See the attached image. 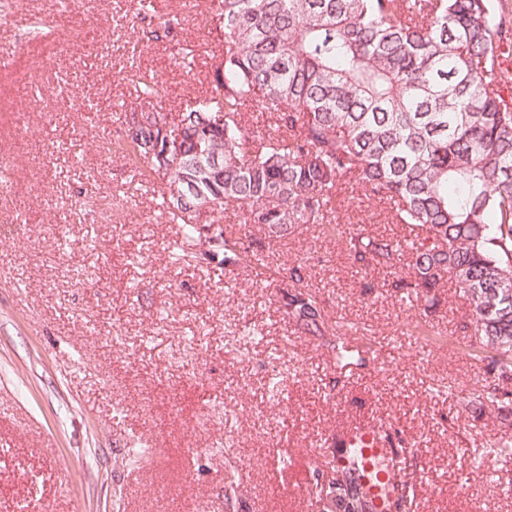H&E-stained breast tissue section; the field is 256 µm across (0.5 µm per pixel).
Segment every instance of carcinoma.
<instances>
[{"label": "carcinoma", "mask_w": 512, "mask_h": 512, "mask_svg": "<svg viewBox=\"0 0 512 512\" xmlns=\"http://www.w3.org/2000/svg\"><path fill=\"white\" fill-rule=\"evenodd\" d=\"M224 49L210 88L171 117L161 81L134 74L139 105L112 151L153 188L178 225L177 255L224 268L264 265L250 228L281 238L317 224L330 238L335 189L356 183L386 200L403 239L345 236L353 263L373 264L415 299L447 283L466 297L467 328L492 353L482 398L512 402V95L496 68L512 44L492 0H215ZM264 125L250 124L252 108ZM241 214L239 232L220 224ZM407 273L409 278L402 277ZM288 306L310 336L336 337V364L362 363L325 322L290 268ZM322 512H363L336 466Z\"/></svg>", "instance_id": "cac0c4a2"}]
</instances>
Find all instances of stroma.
<instances>
[{
	"label": "stroma",
	"instance_id": "1",
	"mask_svg": "<svg viewBox=\"0 0 512 512\" xmlns=\"http://www.w3.org/2000/svg\"><path fill=\"white\" fill-rule=\"evenodd\" d=\"M151 2L70 0L58 17L54 0H16L0 18V512H317L336 438L360 423L405 440L414 512H512V458L488 451L512 437V404L482 408L487 364L454 287L400 304L381 268L314 224L276 240L254 228L261 276L172 257L175 225L109 142L138 102L129 72L162 75L159 103L179 112L209 87L221 39L198 21L209 0ZM168 18L176 37L158 30ZM336 215L404 233L352 184ZM301 262L329 324L368 328L351 337L363 365L338 368L333 337L289 317ZM370 279L379 298L362 295Z\"/></svg>",
	"mask_w": 512,
	"mask_h": 512
}]
</instances>
